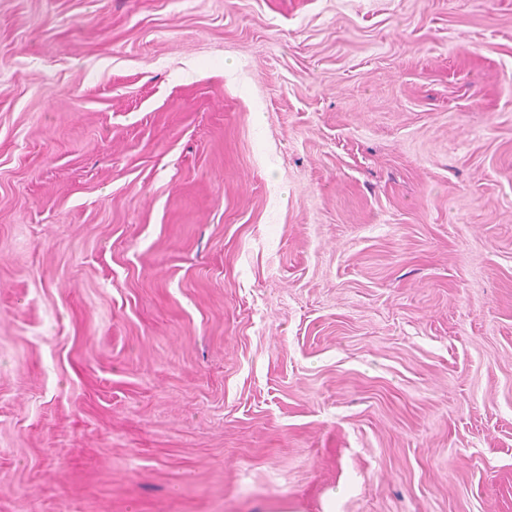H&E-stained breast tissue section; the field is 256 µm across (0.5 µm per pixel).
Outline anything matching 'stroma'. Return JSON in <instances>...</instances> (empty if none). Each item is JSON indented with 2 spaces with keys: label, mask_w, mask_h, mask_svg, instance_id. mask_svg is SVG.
Wrapping results in <instances>:
<instances>
[{
  "label": "stroma",
  "mask_w": 512,
  "mask_h": 512,
  "mask_svg": "<svg viewBox=\"0 0 512 512\" xmlns=\"http://www.w3.org/2000/svg\"><path fill=\"white\" fill-rule=\"evenodd\" d=\"M283 500L512 512V0H0V512Z\"/></svg>",
  "instance_id": "35a3bbf8"
}]
</instances>
